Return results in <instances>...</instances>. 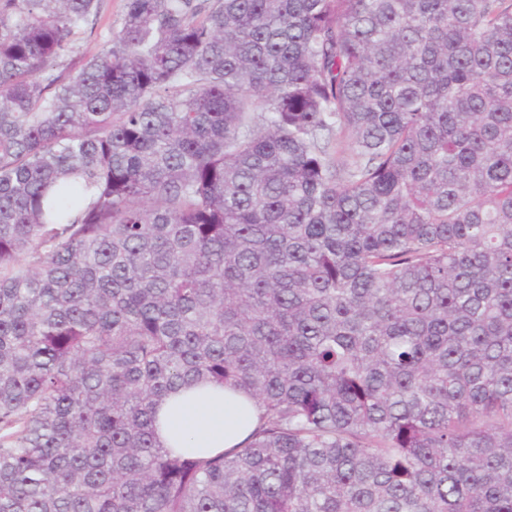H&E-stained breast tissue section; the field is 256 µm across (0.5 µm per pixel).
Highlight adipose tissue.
Instances as JSON below:
<instances>
[{"instance_id": "obj_1", "label": "adipose tissue", "mask_w": 512, "mask_h": 512, "mask_svg": "<svg viewBox=\"0 0 512 512\" xmlns=\"http://www.w3.org/2000/svg\"><path fill=\"white\" fill-rule=\"evenodd\" d=\"M255 418L256 407L244 394L219 385L192 386L158 407L157 435L168 447L216 454L240 445Z\"/></svg>"}]
</instances>
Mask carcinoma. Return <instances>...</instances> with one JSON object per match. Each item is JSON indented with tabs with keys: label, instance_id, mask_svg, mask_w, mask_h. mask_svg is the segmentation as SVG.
Here are the masks:
<instances>
[{
	"label": "carcinoma",
	"instance_id": "obj_1",
	"mask_svg": "<svg viewBox=\"0 0 512 512\" xmlns=\"http://www.w3.org/2000/svg\"><path fill=\"white\" fill-rule=\"evenodd\" d=\"M99 5L0 0V512H512V0ZM124 11V0H102L97 19L98 37H88L80 40L81 50L87 55L96 53L102 44L100 34L105 35L110 27L119 25ZM255 418L256 407L244 394L219 385L192 386L157 408V435L168 447L216 454L240 445Z\"/></svg>",
	"mask_w": 512,
	"mask_h": 512
}]
</instances>
